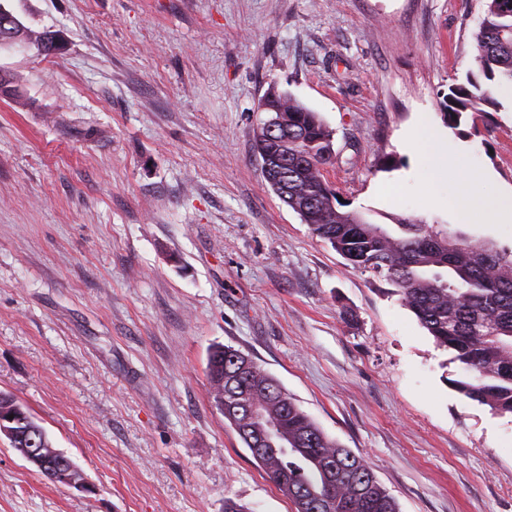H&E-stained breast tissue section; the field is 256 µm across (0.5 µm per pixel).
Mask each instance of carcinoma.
Returning <instances> with one entry per match:
<instances>
[{
  "label": "carcinoma",
  "mask_w": 512,
  "mask_h": 512,
  "mask_svg": "<svg viewBox=\"0 0 512 512\" xmlns=\"http://www.w3.org/2000/svg\"><path fill=\"white\" fill-rule=\"evenodd\" d=\"M475 41L478 73H467L466 82L448 86L444 96V120L452 129L467 112L501 110L491 86L512 85V0H486ZM257 111L280 112L288 120L286 140H268L263 126L254 135V153L267 155L269 170L262 177L278 198L353 268L396 287L402 305L436 345L463 365L467 376L453 381L459 392L496 415H512V246L412 217L396 219L393 229L368 221L338 200L325 176L333 145L317 112L274 84ZM245 358L231 346L210 352L215 405L227 399L222 382ZM238 388L259 403L258 415L242 412L224 420L249 449L254 434L273 437L252 456L296 512H400L364 460L327 436L260 365L252 363L240 375Z\"/></svg>",
  "instance_id": "cac0c4a2"
}]
</instances>
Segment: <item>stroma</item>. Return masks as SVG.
I'll return each instance as SVG.
<instances>
[{
  "mask_svg": "<svg viewBox=\"0 0 512 512\" xmlns=\"http://www.w3.org/2000/svg\"><path fill=\"white\" fill-rule=\"evenodd\" d=\"M58 54L0 51V391L86 489L0 435V512H294L217 409L215 344L362 456L401 512H512V417L453 387L394 287L282 203L253 152L270 84L333 133L327 173L371 221L512 246L451 204L512 187V98L443 119L485 0H8ZM478 170L428 202L417 141ZM393 168H383L386 158ZM18 408L24 413H26L32 420V423L34 424V427L36 428V432H33L31 434V438H35L36 444L34 447H29L28 455H26L27 458L31 460H36L38 464L41 466V468L44 470H38L40 474L45 477L47 480L61 484V485H67L64 480H68V484L76 489H83L85 487L84 480L79 482H74L72 479H68L65 477V474H63L62 478H52L49 471L55 472V470L60 471H67L69 467L66 464H60L56 461V458L54 457L51 461H49V465H47L45 458L40 455L41 448H44L45 451H48V448H54L52 441L48 437L46 431L43 429L42 426L36 423L35 418L24 408L22 404H20L13 396L7 393L0 392V409L1 411H9L11 409ZM37 448V449H32ZM68 486V485H67Z\"/></svg>",
  "mask_w": 512,
  "mask_h": 512,
  "instance_id": "stroma-1",
  "label": "stroma"
}]
</instances>
